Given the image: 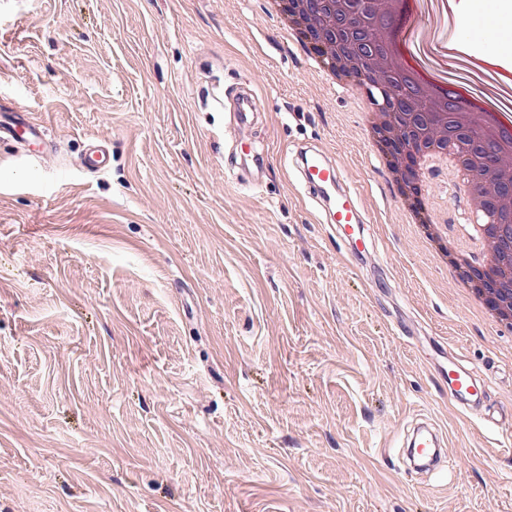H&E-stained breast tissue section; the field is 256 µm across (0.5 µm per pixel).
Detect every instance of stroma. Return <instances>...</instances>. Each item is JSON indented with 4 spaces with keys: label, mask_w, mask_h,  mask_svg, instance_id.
Here are the masks:
<instances>
[{
    "label": "stroma",
    "mask_w": 512,
    "mask_h": 512,
    "mask_svg": "<svg viewBox=\"0 0 512 512\" xmlns=\"http://www.w3.org/2000/svg\"><path fill=\"white\" fill-rule=\"evenodd\" d=\"M266 5L0 0V103L51 142L0 144V512H512V327L404 223ZM306 145L358 192L359 258L297 179ZM440 350L491 370L481 410ZM420 414L447 467L409 478Z\"/></svg>",
    "instance_id": "1"
}]
</instances>
